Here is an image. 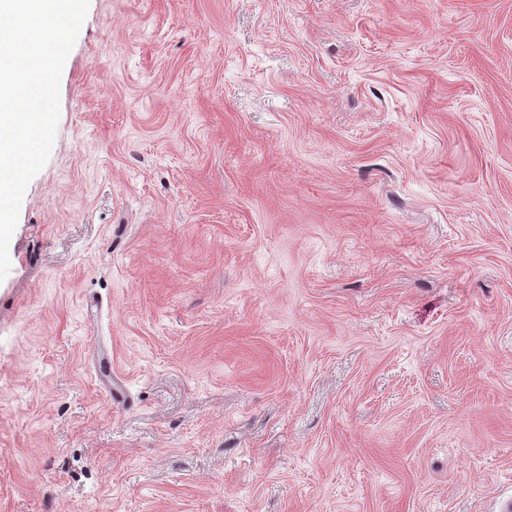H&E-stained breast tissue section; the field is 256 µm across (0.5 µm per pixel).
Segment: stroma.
Segmentation results:
<instances>
[{
	"instance_id": "stroma-1",
	"label": "stroma",
	"mask_w": 512,
	"mask_h": 512,
	"mask_svg": "<svg viewBox=\"0 0 512 512\" xmlns=\"http://www.w3.org/2000/svg\"><path fill=\"white\" fill-rule=\"evenodd\" d=\"M9 256L0 512H504L512 0H90Z\"/></svg>"
}]
</instances>
